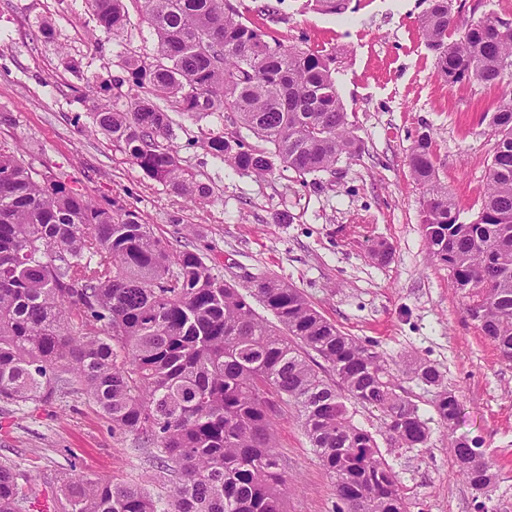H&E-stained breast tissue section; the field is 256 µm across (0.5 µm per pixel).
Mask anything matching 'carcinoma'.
I'll return each mask as SVG.
<instances>
[{
  "label": "carcinoma",
  "instance_id": "carcinoma-1",
  "mask_svg": "<svg viewBox=\"0 0 512 512\" xmlns=\"http://www.w3.org/2000/svg\"><path fill=\"white\" fill-rule=\"evenodd\" d=\"M94 30L130 24L124 0H85ZM155 51L124 60L130 87L88 79L94 131L149 178L191 202L212 187L182 165L175 123L159 101L191 116H217L237 131L203 147L238 172L265 178L274 162L317 185L362 151L336 88V54L284 45L232 0H142ZM448 83H503L512 21L458 25L448 0L419 19ZM489 126L494 151L476 217L466 223L437 178L432 137L418 136L409 167L424 190L432 257L448 267L467 316L512 362V91ZM252 133L249 142L240 129ZM312 180H307V177ZM277 324L256 314L248 298ZM413 373L436 386L433 407L448 430L458 472L480 492L497 474L477 442L456 437L461 408L437 366ZM389 361L342 333L303 292L256 277L249 295L213 273L209 259L156 236L135 212L94 203L63 174L39 170L17 141L0 140V401L46 403L82 395L112 429L157 449L174 473L167 494L71 469L62 512H287L288 473L274 426L292 406L314 454L334 480L335 512H410L386 456L428 448L431 429L397 392ZM379 409L391 447L357 426L351 407ZM32 475L0 461V512H26Z\"/></svg>",
  "mask_w": 512,
  "mask_h": 512
}]
</instances>
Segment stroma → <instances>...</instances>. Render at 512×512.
I'll use <instances>...</instances> for the list:
<instances>
[{"label":"stroma","instance_id":"35a3bbf8","mask_svg":"<svg viewBox=\"0 0 512 512\" xmlns=\"http://www.w3.org/2000/svg\"><path fill=\"white\" fill-rule=\"evenodd\" d=\"M240 2L284 44L336 55V87L363 150L322 174L319 186H303L280 167L260 180L214 159L201 141L215 118L183 114L167 101L183 165L213 188L209 202L190 203L74 124L91 107L76 92L81 76L123 75L125 57L153 51L140 0H126L130 24L118 37L94 32L85 0H0V138L20 140L35 163L63 173L96 203L135 211L172 246L190 244L238 289L262 273L288 281L342 332L396 361L398 391L418 405L433 441L389 459L411 512H512V363L467 319L447 267L430 259L423 189L408 164L418 133L430 130L437 175L461 220H472L494 148L483 115L512 83L448 85L419 29L425 0H350L340 14L279 0L271 17L259 11L265 0ZM45 20L55 28L49 41L39 33ZM381 244L390 249L383 261L371 255ZM419 359L442 371L465 413L460 433L479 439L498 472L488 493L459 475L434 389L409 371ZM276 442L296 481L288 512H333L332 481L291 414L279 419ZM153 455L152 446L114 433L83 396L21 408L0 402V460L36 478L29 512H61L55 490L73 467L158 493L170 477Z\"/></svg>","mask_w":512,"mask_h":512}]
</instances>
